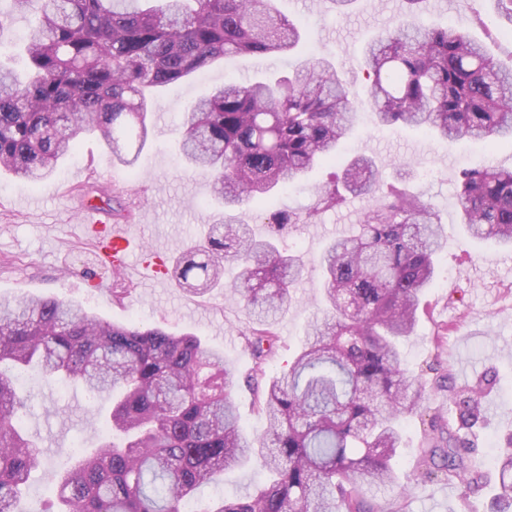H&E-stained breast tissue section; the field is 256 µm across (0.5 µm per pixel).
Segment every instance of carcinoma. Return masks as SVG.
<instances>
[{
    "label": "carcinoma",
    "instance_id": "1",
    "mask_svg": "<svg viewBox=\"0 0 512 512\" xmlns=\"http://www.w3.org/2000/svg\"><path fill=\"white\" fill-rule=\"evenodd\" d=\"M36 16L20 72L0 61V172L39 183L88 135L134 169L149 135L156 92L227 56H290L299 28L275 0H9ZM512 30V0H493ZM378 123L449 141L512 137V68L495 62L465 31L407 20L380 33L362 60ZM350 89L322 60L248 86L226 82L182 113L183 160L208 176L226 207L262 205L316 165L336 159L357 124ZM379 171L365 154L316 188L314 213L347 196L369 195ZM461 223L476 240L512 244V168L457 173ZM445 225L420 198L390 185L358 229L319 259L325 309L301 351L261 383L275 349V325L304 275L300 257L248 224H215L184 250L175 270L185 288L221 287L224 262L241 271L228 288L244 302L255 366L246 378L264 415L262 436L240 425L238 377L224 356L193 334L115 324L58 297L0 300V512L19 504L40 446L21 430L29 397L11 368L40 367L51 381L112 397L106 427L119 437L79 456L60 478L59 512H184L198 488L224 469L252 463L267 475L254 493L199 512H377L368 493L391 482L400 417L415 411L423 384L401 363L435 276ZM478 386L452 392L460 422L482 415ZM467 442L440 427L424 450L422 474L440 471L480 490ZM496 512H512V431L498 461Z\"/></svg>",
    "mask_w": 512,
    "mask_h": 512
}]
</instances>
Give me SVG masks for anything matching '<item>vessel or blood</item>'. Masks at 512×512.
<instances>
[{"label":"vessel or blood","mask_w":512,"mask_h":512,"mask_svg":"<svg viewBox=\"0 0 512 512\" xmlns=\"http://www.w3.org/2000/svg\"><path fill=\"white\" fill-rule=\"evenodd\" d=\"M80 214L83 227L96 233V244L102 259L112 269H132L140 277L162 281L164 259L161 252H154L149 260L138 258L128 225L114 223L108 212L93 204L82 206Z\"/></svg>","instance_id":"obj_1"}]
</instances>
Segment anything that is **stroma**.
Masks as SVG:
<instances>
[{"instance_id": "35a3bbf8", "label": "stroma", "mask_w": 512, "mask_h": 512, "mask_svg": "<svg viewBox=\"0 0 512 512\" xmlns=\"http://www.w3.org/2000/svg\"><path fill=\"white\" fill-rule=\"evenodd\" d=\"M277 6L308 30L311 54L326 59L349 85L359 120L336 160L318 165L266 205L247 203L227 210L214 200L204 174L189 169L179 154L176 124L181 112L224 81L246 85L286 67L268 57L225 58L158 95L148 116L150 135L135 169L114 163L98 138L90 136L49 181L32 183L0 175V298L57 296L79 302L113 323L192 333L222 352L225 363L243 378L254 359L245 343L252 321L239 297L222 288L193 295L177 285L169 270L161 286L141 283L130 270L114 279L110 268L100 264L92 241L79 235L77 210L87 201L107 207L113 218L133 225L140 244L166 245L173 257L202 241L209 225L248 224L263 237L273 213L289 211L294 222L280 245L302 259L307 273L275 327L277 347L265 370L276 374L300 351L309 321L323 307L320 255L332 238L361 224L383 197L379 191L351 196L342 205L319 212L315 187L341 175L354 154H367L385 183H402L429 204L448 235L436 257L435 279L425 292L415 330L401 345L406 368L425 386V400L400 421L395 481L376 492L375 502L380 512H392L400 503L404 512H490L501 439L512 431V249L465 236L456 175L469 164L512 168V141L451 143L413 129L377 124L359 60L369 41L407 16L405 0H354L344 14L335 12L331 0H277ZM492 14L490 0H427L423 19L466 29L498 64L510 67L512 33L495 29ZM405 161L414 167L401 178L397 168ZM98 279L127 289V296L119 301L99 292L93 286ZM479 383L485 386L483 416L474 427L460 428L449 391ZM17 384L32 396L22 426L44 454L42 466L28 479L21 506L24 512H58V479L73 456L107 439L104 419L112 401L104 395L90 397L74 383L47 382L35 369L20 373ZM435 422L448 424L469 440L474 449L470 462L482 478L478 493H468L462 484L442 476H416ZM263 479L252 466L230 468L202 486L195 503L248 493Z\"/></svg>"}]
</instances>
